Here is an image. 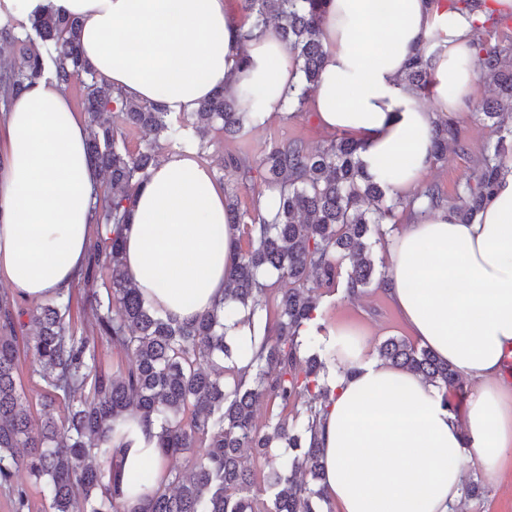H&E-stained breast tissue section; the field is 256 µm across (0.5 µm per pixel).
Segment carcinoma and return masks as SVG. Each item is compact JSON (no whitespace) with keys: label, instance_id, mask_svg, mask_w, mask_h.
Listing matches in <instances>:
<instances>
[{"label":"carcinoma","instance_id":"cac0c4a2","mask_svg":"<svg viewBox=\"0 0 512 512\" xmlns=\"http://www.w3.org/2000/svg\"><path fill=\"white\" fill-rule=\"evenodd\" d=\"M253 16L241 38L247 42L277 21L275 32L296 55L304 84L291 96L303 107L320 80L324 51L320 41L327 0H242ZM34 35L19 36L0 27V42L13 52L0 54V102L43 78L45 58L65 86L80 84L91 134L87 155L106 178L95 210L96 231L80 279L96 336L77 334L71 298L38 303L27 309L18 299L0 294V492L13 512H30L27 489L16 475L26 471L43 482L52 512H126L127 492L112 449L114 422L133 412L161 421L156 447L165 460L196 454L188 471L170 468L165 482L146 498L140 512H333L321 486L323 448L318 438L320 406L330 389L322 383L336 366V351L303 356L313 340L306 334L317 317L322 297L345 284L354 298L374 277L368 240L382 225L396 223L401 207L413 213L414 201L387 199V186L361 161L365 144L344 134L311 150L300 141L273 139L261 157L229 163L234 187L224 193L233 223L246 226V247L224 277V304L190 322L154 311L125 268L122 238L132 202L150 170L157 165L160 141H172L191 126L226 138L243 135L247 113L220 89L194 112L173 118L149 102L126 101L98 77L79 48L80 22L53 10L31 22ZM481 72L496 98L481 115L498 133L479 161L475 184L466 185L452 206L463 224H471L492 191L505 153L512 151V129L502 126L512 112V41L475 42ZM402 80L418 97L430 93V59L420 50ZM114 113L119 125L100 120ZM143 147L132 151L127 136ZM464 152L466 143L452 117L438 121L432 159L446 156L448 146ZM251 193L252 206L240 210L238 191ZM269 196L273 213L258 204ZM419 198L425 207L448 205L436 185ZM28 321H23L22 317ZM263 324L267 329L249 363L237 367L225 323ZM123 354L120 374L99 364L98 339ZM45 384L41 406L65 400L64 414L48 412L40 421L17 385L20 354ZM382 360L416 373L442 392L443 402L459 406L464 394L460 374L431 350L395 337L378 349ZM267 410L264 425L256 408Z\"/></svg>","mask_w":512,"mask_h":512}]
</instances>
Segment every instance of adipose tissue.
Segmentation results:
<instances>
[{
	"mask_svg": "<svg viewBox=\"0 0 512 512\" xmlns=\"http://www.w3.org/2000/svg\"><path fill=\"white\" fill-rule=\"evenodd\" d=\"M45 8L79 19L82 55L115 92L174 116L221 89L252 122L279 117L302 80L274 31L242 41L252 20H230L226 0H0L19 31ZM484 20L437 0H328L312 111L326 131L365 143L364 165L391 194L419 187L438 120L473 95ZM421 49L432 58L430 105L401 80ZM0 130V281L29 300L64 297L93 238L99 174L86 155L89 130L58 84L43 80L0 110ZM241 233L210 166L171 149L134 199L127 268L155 311L189 320L223 298ZM389 252L384 291L409 333L467 380L465 411L456 416L435 386L377 357L365 328L336 322L326 330L339 368L325 379L322 483L336 512H455L468 465L493 476L512 458L503 365L512 351V158L474 223L448 207L428 211L403 225ZM115 427L123 479L153 493L166 471L159 421L128 414Z\"/></svg>",
	"mask_w": 512,
	"mask_h": 512,
	"instance_id": "1",
	"label": "adipose tissue"
}]
</instances>
